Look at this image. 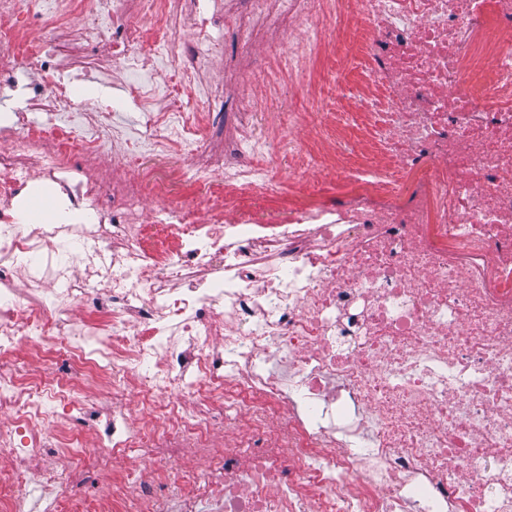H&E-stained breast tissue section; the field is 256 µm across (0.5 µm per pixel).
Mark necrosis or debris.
Here are the masks:
<instances>
[{"label": "necrosis or debris", "instance_id": "obj_1", "mask_svg": "<svg viewBox=\"0 0 512 512\" xmlns=\"http://www.w3.org/2000/svg\"><path fill=\"white\" fill-rule=\"evenodd\" d=\"M249 3L232 24L312 106L281 135L296 199L277 224L251 208L277 140L254 132L258 95L228 139L193 103L224 104L203 84L215 0H0V85L35 75L0 127V512H27L14 470L53 448L76 479L138 450L143 477L104 484L100 512H512V0ZM344 29L362 55L346 123L381 159L329 142L350 188L312 204L305 138L331 112L309 69ZM163 49L164 93L126 87L142 137L103 108L64 122L72 73ZM145 149L190 166L147 183L129 172ZM190 174L199 207L167 189ZM34 181L62 220L25 223Z\"/></svg>", "mask_w": 512, "mask_h": 512}]
</instances>
